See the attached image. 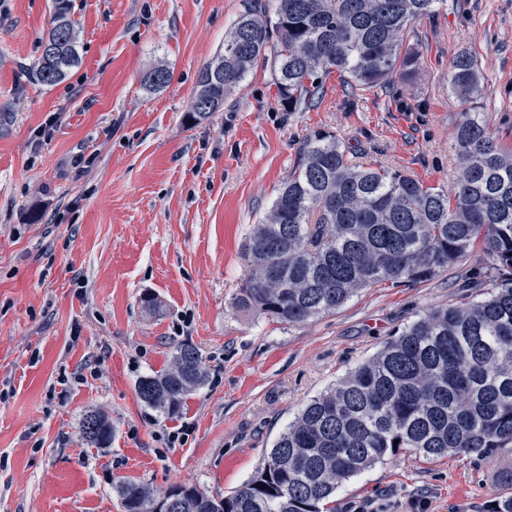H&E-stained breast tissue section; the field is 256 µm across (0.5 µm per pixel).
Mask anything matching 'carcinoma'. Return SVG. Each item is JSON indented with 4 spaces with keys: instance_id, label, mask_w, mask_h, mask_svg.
Wrapping results in <instances>:
<instances>
[{
    "instance_id": "cac0c4a2",
    "label": "carcinoma",
    "mask_w": 512,
    "mask_h": 512,
    "mask_svg": "<svg viewBox=\"0 0 512 512\" xmlns=\"http://www.w3.org/2000/svg\"><path fill=\"white\" fill-rule=\"evenodd\" d=\"M52 27L33 70L52 86L81 63L70 0H54ZM436 0H244L224 49L200 71L188 120L224 108L257 63L269 66L290 112L313 106L338 72L375 88L417 70L403 47L412 23ZM448 80L479 92L474 57L463 51ZM170 81L164 67L145 84ZM460 173L449 189L388 166L351 160L336 135L303 142L294 171L246 238L250 270L237 307L283 324L334 313L365 288L413 286L454 266L475 247L481 263L468 287L485 296L432 308L398 330L366 361L313 397L267 451L254 476L224 496L194 485L164 491L133 479L115 486L123 512H324L336 489L387 457L448 454L479 460L512 451V152L491 140L477 113L456 126ZM206 381L195 345L179 344L168 367L143 376L140 399L180 413ZM83 438L99 448L112 425L85 414ZM512 464L501 468L485 512H512Z\"/></svg>"
}]
</instances>
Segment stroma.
I'll return each mask as SVG.
<instances>
[{
  "label": "stroma",
  "instance_id": "1",
  "mask_svg": "<svg viewBox=\"0 0 512 512\" xmlns=\"http://www.w3.org/2000/svg\"><path fill=\"white\" fill-rule=\"evenodd\" d=\"M53 5L0 0V512H122L125 478L227 494L310 398L420 313L460 300L472 264L283 325L234 306L252 225L318 131L354 160L449 185L467 105L448 71L464 50L484 76L481 115L512 151V0H437L413 25L410 80L353 90L334 72L317 106L288 112L259 67L196 124L199 72L242 0H71L81 63L45 86L33 69ZM158 66L171 79L152 89L144 78ZM185 341L207 378L167 417L137 382ZM92 410L112 424L107 447L81 435ZM510 464L512 453H406L344 482L329 510L483 512Z\"/></svg>",
  "mask_w": 512,
  "mask_h": 512
}]
</instances>
